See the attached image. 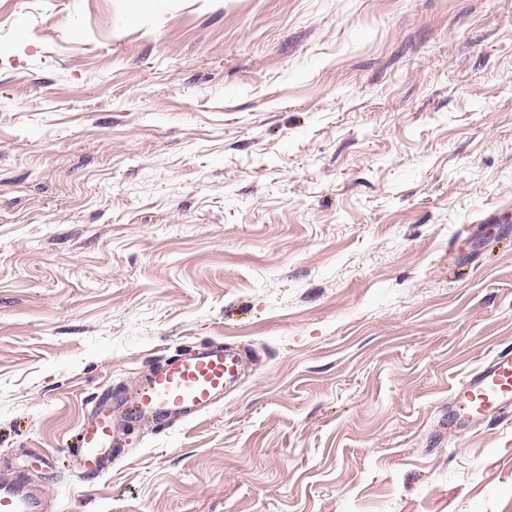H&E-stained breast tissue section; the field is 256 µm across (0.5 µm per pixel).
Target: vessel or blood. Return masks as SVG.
Instances as JSON below:
<instances>
[{
	"label": "vessel or blood",
	"instance_id": "vessel-or-blood-1",
	"mask_svg": "<svg viewBox=\"0 0 512 512\" xmlns=\"http://www.w3.org/2000/svg\"><path fill=\"white\" fill-rule=\"evenodd\" d=\"M242 367L240 356L223 342L185 348L165 358L128 395L96 406L79 428L69 450L78 469L98 476L112 468L117 443L113 418L148 420L157 430L177 421L189 422L210 412L233 389ZM512 413V353L505 352L471 371L453 390L448 403V434L475 430ZM41 498L26 481L0 483V512H42Z\"/></svg>",
	"mask_w": 512,
	"mask_h": 512
}]
</instances>
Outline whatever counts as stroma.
I'll return each mask as SVG.
<instances>
[{
	"mask_svg": "<svg viewBox=\"0 0 512 512\" xmlns=\"http://www.w3.org/2000/svg\"><path fill=\"white\" fill-rule=\"evenodd\" d=\"M212 340L214 410L64 459ZM512 0H0V479L47 512H512ZM512 412V353H501L471 371L448 402V438Z\"/></svg>",
	"mask_w": 512,
	"mask_h": 512,
	"instance_id": "35a3bbf8",
	"label": "stroma"
}]
</instances>
